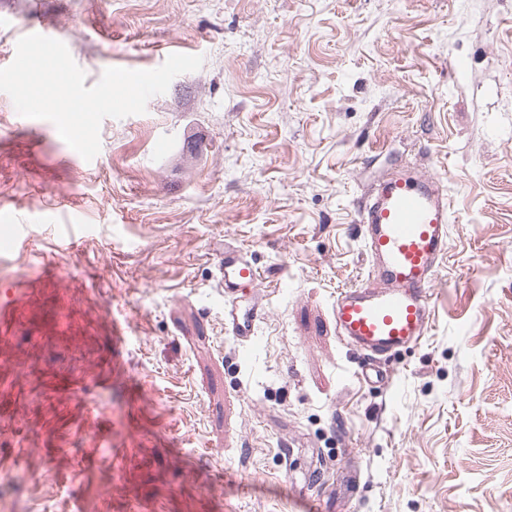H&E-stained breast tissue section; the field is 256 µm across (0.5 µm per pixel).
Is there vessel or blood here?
I'll list each match as a JSON object with an SVG mask.
<instances>
[{"label": "vessel or blood", "instance_id": "b4317fda", "mask_svg": "<svg viewBox=\"0 0 512 512\" xmlns=\"http://www.w3.org/2000/svg\"><path fill=\"white\" fill-rule=\"evenodd\" d=\"M370 270L360 284L341 290L334 302L340 339L360 352V376L388 383L380 363L421 344L433 318L431 289L448 250L450 202L438 177L394 172L372 185L358 211ZM5 233L0 246L11 249L24 239L25 225L0 214ZM224 288V327L243 348L256 340V324L265 313L259 303L237 306L240 292L258 293L257 267L238 249L220 258Z\"/></svg>", "mask_w": 512, "mask_h": 512}]
</instances>
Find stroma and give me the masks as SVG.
Instances as JSON below:
<instances>
[{
    "label": "stroma",
    "mask_w": 512,
    "mask_h": 512,
    "mask_svg": "<svg viewBox=\"0 0 512 512\" xmlns=\"http://www.w3.org/2000/svg\"><path fill=\"white\" fill-rule=\"evenodd\" d=\"M61 36L97 83L200 55L94 165L0 92V501L8 512H512V0H0V55ZM448 188L422 343L356 375L358 205ZM271 284L224 330L217 257ZM0 224L4 225L6 230L5 234L0 238L3 245L0 249L8 250L15 247L19 242H24V233H26V224H17L15 220L8 213L0 214ZM219 268L224 288V327L244 349L251 348L257 340L256 324L265 314V307L256 300L262 284L260 272L239 249H224ZM244 290L256 299L248 310L242 311L237 306V295Z\"/></svg>",
    "instance_id": "1"
}]
</instances>
